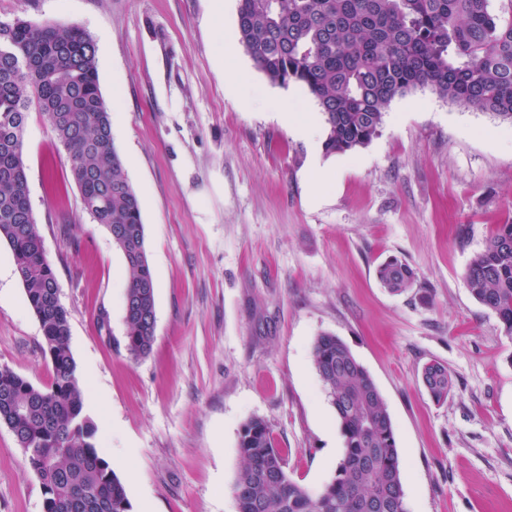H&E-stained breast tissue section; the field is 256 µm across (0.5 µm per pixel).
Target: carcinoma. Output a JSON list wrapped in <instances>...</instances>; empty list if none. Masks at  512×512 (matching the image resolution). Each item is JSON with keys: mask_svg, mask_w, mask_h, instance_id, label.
Listing matches in <instances>:
<instances>
[{"mask_svg": "<svg viewBox=\"0 0 512 512\" xmlns=\"http://www.w3.org/2000/svg\"><path fill=\"white\" fill-rule=\"evenodd\" d=\"M491 0H240L238 43L270 82L298 83L317 101L328 153H346L378 135L397 96L430 86L451 103L512 122V9ZM0 241L38 318L52 381L41 388L0 367V425L7 424L37 475L45 512H131L125 485L96 443L69 346V316L45 254L29 201L24 136L29 113L46 119L66 150L69 177L84 210L103 225L124 256L125 347L135 359L152 350L155 281L138 196L117 152L102 97L93 37L77 24L0 21ZM381 285L402 293L415 271L391 256L376 270ZM466 284L512 337V223L501 224L469 262ZM315 370L344 441L333 479L317 493L293 481L270 429L249 419L239 437L232 493L236 512H405L399 449L383 396L349 346L317 337ZM422 382L437 402L453 377L432 360Z\"/></svg>", "mask_w": 512, "mask_h": 512, "instance_id": "carcinoma-1", "label": "carcinoma"}]
</instances>
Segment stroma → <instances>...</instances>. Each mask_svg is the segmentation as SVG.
Segmentation results:
<instances>
[{
	"label": "stroma",
	"mask_w": 512,
	"mask_h": 512,
	"mask_svg": "<svg viewBox=\"0 0 512 512\" xmlns=\"http://www.w3.org/2000/svg\"><path fill=\"white\" fill-rule=\"evenodd\" d=\"M222 18L210 0H0V20L77 24L97 47L113 138L141 206L156 283V339L132 358L120 286L125 263L83 209L69 158L46 120L25 132L29 199L69 312V346L96 442L111 449L131 512H236L239 435L264 419L289 477L320 491L343 454L316 373V338H341L392 420L407 512H512V337L464 274L512 223V123L421 87L395 97L379 134L322 154L335 183L310 204L315 148L265 111L268 95L316 109L300 85L268 80L235 48L242 96L224 90ZM498 131L500 140L486 138ZM417 282L393 295L388 256ZM454 379L447 402L420 382L430 359ZM0 366L52 379L41 325L0 243ZM0 512H44L41 483L0 425ZM376 273L381 285L392 293L405 292L413 288L416 282L415 271L406 262L395 256L380 263Z\"/></svg>",
	"instance_id": "35a3bbf8"
}]
</instances>
